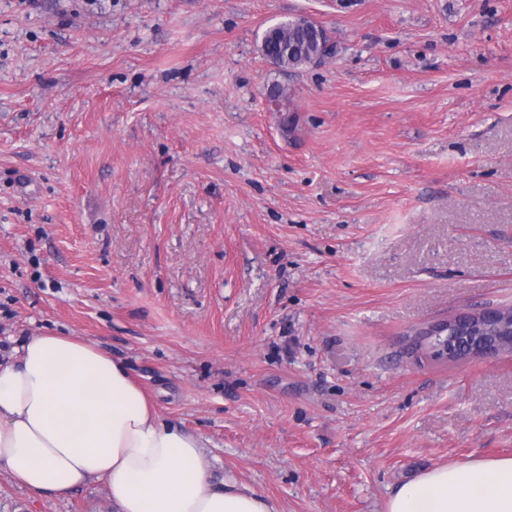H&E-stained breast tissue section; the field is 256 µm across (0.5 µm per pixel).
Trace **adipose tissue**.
Returning a JSON list of instances; mask_svg holds the SVG:
<instances>
[{"label":"adipose tissue","mask_w":512,"mask_h":512,"mask_svg":"<svg viewBox=\"0 0 512 512\" xmlns=\"http://www.w3.org/2000/svg\"><path fill=\"white\" fill-rule=\"evenodd\" d=\"M205 438L159 415L126 364L73 336H35L0 364V470L35 495L105 480L112 512H279L203 464ZM387 512H512V457L433 467Z\"/></svg>","instance_id":"1"}]
</instances>
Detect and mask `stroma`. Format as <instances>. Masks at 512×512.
<instances>
[{
	"mask_svg": "<svg viewBox=\"0 0 512 512\" xmlns=\"http://www.w3.org/2000/svg\"><path fill=\"white\" fill-rule=\"evenodd\" d=\"M296 15L333 44L283 70ZM288 96L273 108V85ZM512 306V0H0V361L123 360L279 512H386L512 456V352L413 329ZM0 512H112L104 481ZM317 52V45L310 41L303 27L295 24V18L267 29L261 42L262 55L266 58L275 56V65L283 70L313 63ZM462 315H472L477 316V313H469V312H461L457 314L454 318H452L450 321L444 320L440 322H436L433 324L428 325L425 328H422V331L426 333H432V336H446L448 335V341H445L442 349L440 352L442 353V357L448 358V357H458L456 354L460 351L462 344L460 343V335L453 334L452 328H453V320L457 316ZM432 336H428L426 340V347H431L434 345V338Z\"/></svg>",
	"mask_w": 512,
	"mask_h": 512,
	"instance_id": "obj_1",
	"label": "stroma"
}]
</instances>
